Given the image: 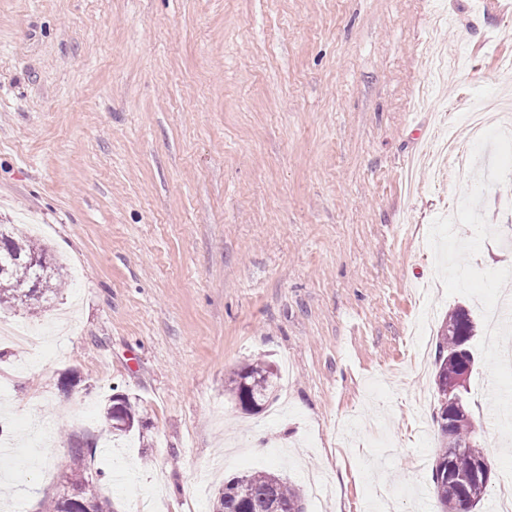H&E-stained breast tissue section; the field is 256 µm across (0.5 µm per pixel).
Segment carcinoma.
<instances>
[{
	"label": "carcinoma",
	"instance_id": "obj_1",
	"mask_svg": "<svg viewBox=\"0 0 512 512\" xmlns=\"http://www.w3.org/2000/svg\"><path fill=\"white\" fill-rule=\"evenodd\" d=\"M64 272L53 262L39 242L23 235L12 224H0V306L23 308L32 315L49 311L50 300L60 293ZM476 325L470 312L458 306L448 312L440 326L436 343L435 378L457 372L462 361L453 355L459 344L469 348ZM279 375L275 364L266 359H253L233 372L227 391L247 413H258L272 399ZM438 408L436 422L442 437L432 467L434 492L443 512H472L484 500L488 483L473 481L463 490V498H448V472L468 470L475 461L485 457L484 449L473 439L470 413L448 414V396L436 388ZM105 421L112 433L126 434L144 426L143 418L130 399L116 406L108 399ZM85 452L72 451L65 476L72 490L85 494ZM71 496L42 500L40 512H70ZM213 512H304L300 489L277 473L257 471L224 480L218 491Z\"/></svg>",
	"mask_w": 512,
	"mask_h": 512
}]
</instances>
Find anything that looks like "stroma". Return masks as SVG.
<instances>
[{"label":"stroma","instance_id":"35a3bbf8","mask_svg":"<svg viewBox=\"0 0 512 512\" xmlns=\"http://www.w3.org/2000/svg\"><path fill=\"white\" fill-rule=\"evenodd\" d=\"M452 22L431 27L433 12ZM512 0H0V224L20 225L69 286L45 331L0 341L7 512L66 493L69 442L91 443L90 490L112 512L159 491L211 512L226 478L266 470L305 512H441L434 372L414 324L477 302L427 292L432 220L461 183L416 158L478 94L512 103ZM428 95L419 107L418 91ZM480 269L512 267V184L489 190ZM286 388L249 414L224 390L252 359ZM475 358L467 400L507 485ZM146 425L113 435L107 399ZM266 448L255 452L257 436ZM335 496L322 506L307 474Z\"/></svg>","mask_w":512,"mask_h":512}]
</instances>
